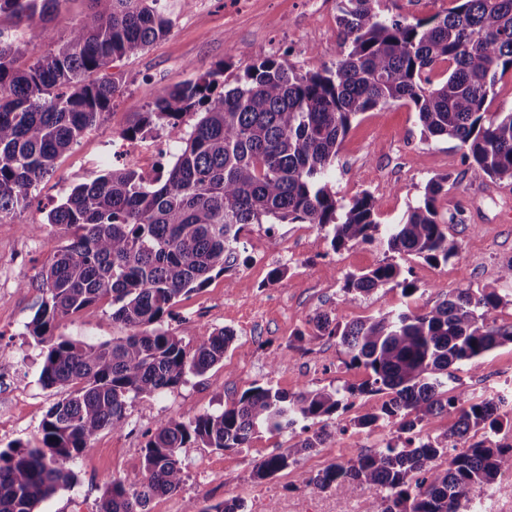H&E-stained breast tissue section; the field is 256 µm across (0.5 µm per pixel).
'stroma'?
Returning <instances> with one entry per match:
<instances>
[{"mask_svg": "<svg viewBox=\"0 0 512 512\" xmlns=\"http://www.w3.org/2000/svg\"><path fill=\"white\" fill-rule=\"evenodd\" d=\"M340 0H192L180 6L168 0L174 25L171 32L138 54L116 60L109 71L120 80L110 109L56 161L54 172L34 191L30 207L0 216V371H19L17 387L0 386V450L15 443L35 441L50 407L66 396L62 387H43L39 381L41 348L28 334L42 294L34 287L37 272L66 244L68 234L46 225L48 212L71 190L91 182L111 166L121 164L116 150L123 134L148 111L155 91L196 79L215 63H227L225 79L243 74L255 61L274 56L306 71L336 58ZM87 7L86 0H68L48 25L44 44L27 47L23 64L30 65L47 47L65 39ZM330 187L337 198L350 200L370 192L379 205L381 224L400 222L409 206L423 195L427 182L450 175L453 183L440 201L448 235L457 242V257L429 263L401 258L418 289L404 297L397 288L366 295L344 294L348 274L374 268L388 256L385 246L373 242L332 251L324 231L308 224L253 225L245 235L246 264L232 275V286L213 274L203 288L179 297L166 328L194 346L205 328H230L235 340L223 362L205 374L188 376L183 384L163 394L142 397L127 408L123 429L103 430L93 449L76 458V483L41 502L38 512H97L106 486L115 478L144 476L142 448L147 431L170 418L216 413L251 384H271L287 394L302 388L356 386L367 377L364 369L346 367V354L337 339L296 336L307 330L310 316L335 312L351 322L392 309L415 313L431 310L445 292L467 285L498 289L502 304L489 316L500 327L512 326V285L500 272L512 261V185L493 184L478 168L465 163L458 141L422 133L412 104L396 102L377 107L353 121L340 146ZM44 224L36 235L25 234L26 224ZM287 264L288 274L278 283L269 272ZM112 306L101 301L83 312L60 318L56 334L98 344L124 335L113 323ZM280 367L270 370V358ZM465 388L475 396L489 391L512 398V343L486 354L480 369L451 366L449 392ZM329 447L302 455L297 464L266 481L253 470L260 458L303 439L301 427L282 432L260 429L249 447L216 450L193 445L181 449L185 480L178 492L151 499L147 512H185L188 503L205 506L235 497L244 512H366L380 494L373 485H336L317 492L300 484L301 475H313L336 460L345 448L367 453L381 446L384 431L349 429L340 432L329 420Z\"/></svg>", "mask_w": 512, "mask_h": 512, "instance_id": "1", "label": "stroma"}]
</instances>
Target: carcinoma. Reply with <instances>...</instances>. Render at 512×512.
Instances as JSON below:
<instances>
[{
    "label": "carcinoma",
    "mask_w": 512,
    "mask_h": 512,
    "mask_svg": "<svg viewBox=\"0 0 512 512\" xmlns=\"http://www.w3.org/2000/svg\"><path fill=\"white\" fill-rule=\"evenodd\" d=\"M69 0H0L22 26V40L39 45L46 24ZM67 41L29 66L14 38H0V214L28 205L56 160L108 111L118 84L97 77L117 59L166 36L173 20L165 0H88ZM426 20L387 18L377 0H340L336 60L298 71L274 57L247 65L235 85L218 90L226 65L193 82L154 93L152 108L128 131L150 125L178 129L188 112L200 118L178 138L172 165L146 183L129 167L110 168L72 189L46 216L72 231L36 275L41 307L28 334L46 348L40 380L68 386L30 447L0 451V512H37L38 505L76 482L70 467L105 429L126 424L129 402L178 386L224 360L234 340L228 328L205 329L191 349L163 328L177 299L200 289L212 272L231 287L243 237L252 224H311L327 230L331 249L371 243L428 262H448L458 245L438 202L449 177L432 178L423 198L381 233L378 204L364 191L345 203L329 175L352 120L378 106L413 104L423 131L457 140L470 165L495 184L512 185V110L487 117V101L512 71V0H455ZM399 288L418 290L397 263L351 273L345 294ZM109 299L112 322L127 334L87 344L54 335L55 322ZM502 296L495 288H456L431 310H390L343 323L323 311L308 320L312 336L336 338L349 368H364L357 387L303 388L288 395L254 384L219 413L171 419L146 434L145 478H114L98 512H145L155 495L184 481L180 449L245 448L262 427L302 425L308 436L262 458L254 476L267 480L296 456L328 447L324 419L343 417L354 398L383 394L371 411L346 420L391 437L369 453L350 454L304 487L324 492L336 484H371L381 495L369 512H464L469 496L512 472V410L461 391L448 394V369L480 368L491 350L512 343V328L489 322ZM300 332L296 341L308 335ZM452 412L436 436L415 432L428 418ZM188 512H241L235 499Z\"/></svg>",
    "instance_id": "obj_1"
}]
</instances>
